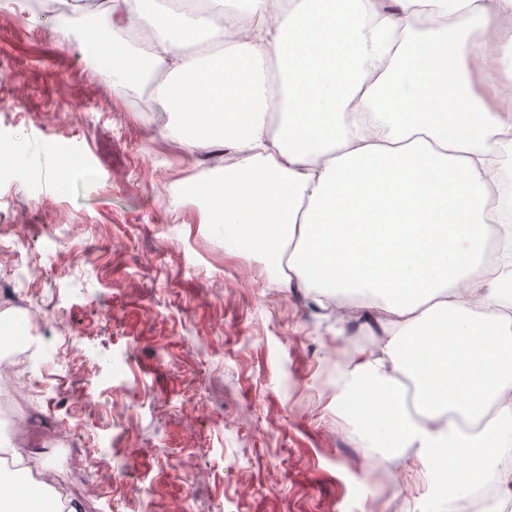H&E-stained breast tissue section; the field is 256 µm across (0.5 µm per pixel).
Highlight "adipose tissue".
I'll list each match as a JSON object with an SVG mask.
<instances>
[{"label": "adipose tissue", "instance_id": "ef3b65f1", "mask_svg": "<svg viewBox=\"0 0 512 512\" xmlns=\"http://www.w3.org/2000/svg\"><path fill=\"white\" fill-rule=\"evenodd\" d=\"M110 40L74 18L83 48L98 50L120 91L167 68L164 112L181 121L188 150L233 156L223 177L198 185L205 224L225 225V248L259 252L280 288L349 309H380V339L357 347L336 374V401L369 457L396 465L408 450L452 469L477 462L460 495L512 496V367L499 345L512 320H495L512 273V233L487 253L482 227L512 209V0H108ZM166 29L151 42L143 21ZM343 30L336 91L310 99L305 78ZM451 71L444 108L405 89ZM245 73V89L228 85ZM405 204L403 225L451 236L452 262L389 278L356 269L350 227L389 224L367 210L375 190ZM377 395L394 418H363Z\"/></svg>", "mask_w": 512, "mask_h": 512}]
</instances>
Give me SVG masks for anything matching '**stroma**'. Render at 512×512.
Listing matches in <instances>:
<instances>
[{"label": "stroma", "mask_w": 512, "mask_h": 512, "mask_svg": "<svg viewBox=\"0 0 512 512\" xmlns=\"http://www.w3.org/2000/svg\"><path fill=\"white\" fill-rule=\"evenodd\" d=\"M100 9L85 0L25 20L0 0V137H27L20 168L42 152L88 173L65 188L0 182V225L24 223L47 270L31 282L0 271V321L18 312L11 281L52 311L42 344L84 366L12 400L30 428L0 446L34 472L51 466L80 512H421L444 490L416 455L388 476L336 413L335 316L277 288L259 253L224 250L223 225L201 223L183 194L224 163L159 136L167 70L116 91L74 39L76 13L106 30ZM72 224L85 234L70 237ZM63 390L84 398L70 417ZM97 436L108 446L93 470ZM123 459L133 467L116 487Z\"/></svg>", "instance_id": "stroma-1"}]
</instances>
